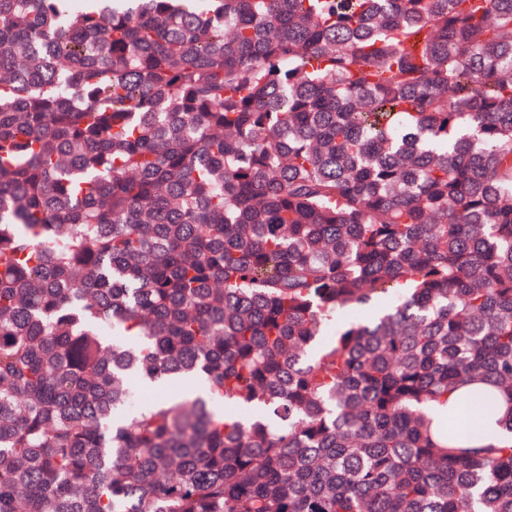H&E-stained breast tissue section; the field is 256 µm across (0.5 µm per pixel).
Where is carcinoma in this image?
<instances>
[{
  "label": "carcinoma",
  "instance_id": "obj_1",
  "mask_svg": "<svg viewBox=\"0 0 512 512\" xmlns=\"http://www.w3.org/2000/svg\"><path fill=\"white\" fill-rule=\"evenodd\" d=\"M472 385L512 0H0V512H512ZM504 409L501 397L492 409L483 403H475L466 407L467 427L463 435L452 440L463 447H476L493 442L500 445L512 444V432L502 421Z\"/></svg>",
  "mask_w": 512,
  "mask_h": 512
}]
</instances>
